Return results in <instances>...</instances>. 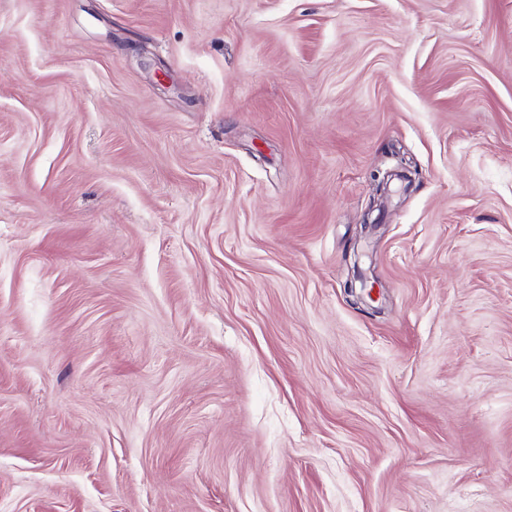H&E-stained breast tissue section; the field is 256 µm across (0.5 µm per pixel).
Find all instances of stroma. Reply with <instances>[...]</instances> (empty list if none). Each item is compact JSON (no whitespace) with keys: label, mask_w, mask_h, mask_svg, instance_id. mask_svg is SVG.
Masks as SVG:
<instances>
[{"label":"stroma","mask_w":512,"mask_h":512,"mask_svg":"<svg viewBox=\"0 0 512 512\" xmlns=\"http://www.w3.org/2000/svg\"><path fill=\"white\" fill-rule=\"evenodd\" d=\"M0 512H512V0H0Z\"/></svg>","instance_id":"stroma-1"}]
</instances>
